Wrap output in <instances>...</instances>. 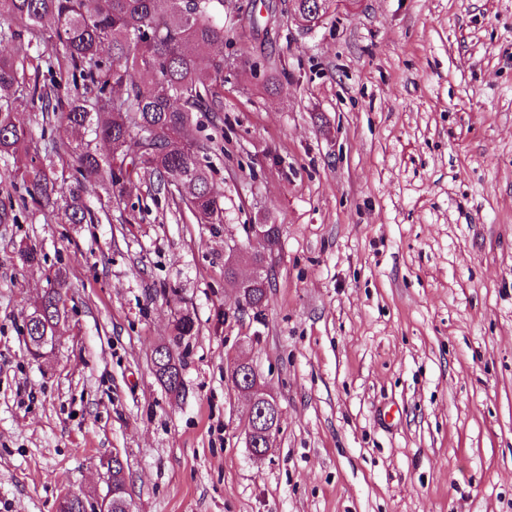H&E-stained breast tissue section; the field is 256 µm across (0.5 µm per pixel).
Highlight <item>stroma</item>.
Instances as JSON below:
<instances>
[{
	"mask_svg": "<svg viewBox=\"0 0 512 512\" xmlns=\"http://www.w3.org/2000/svg\"><path fill=\"white\" fill-rule=\"evenodd\" d=\"M224 30V109L193 115L222 223L136 180L118 204L93 183L101 221L69 224L17 206L0 163V512L96 503L115 455L131 512H512V0H342L312 27L224 0ZM263 221L282 237L258 313L224 270L235 247L249 276ZM239 360L280 408L262 459ZM57 287L49 288L42 296L39 304L33 307L26 323L27 336L51 335L53 328L58 324V304L62 301L61 289L64 288L62 272H58L55 280ZM39 313V314H38ZM37 315V316H35ZM35 316V317H30ZM168 352L167 360L165 363H161L158 358V354L155 357V371L158 381L169 393H178L181 387V372L180 365L176 364L173 357L171 356L168 348L163 347ZM180 388V389H179ZM176 391V392H174ZM231 383L237 391L242 390L245 385L253 386V389L259 390L260 400H265L272 404L274 403V400L279 407L277 400L263 388L258 374L248 363L240 361L236 363L231 374ZM268 402L265 404H252L248 407L246 413L245 441L252 455L256 457H265L271 450V448H265L264 450L255 451L253 444V434L257 426L270 419Z\"/></svg>",
	"mask_w": 512,
	"mask_h": 512,
	"instance_id": "35a3bbf8",
	"label": "stroma"
}]
</instances>
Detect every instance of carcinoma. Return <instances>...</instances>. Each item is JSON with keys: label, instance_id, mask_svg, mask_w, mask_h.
Masks as SVG:
<instances>
[{"label": "carcinoma", "instance_id": "carcinoma-1", "mask_svg": "<svg viewBox=\"0 0 512 512\" xmlns=\"http://www.w3.org/2000/svg\"><path fill=\"white\" fill-rule=\"evenodd\" d=\"M224 0H0V42L27 39L55 51L39 55L53 74L51 86L29 77L31 59L0 54V159L16 164L14 186L25 209H64L70 224L92 212L87 183L102 179L106 193L121 199L135 179H154L157 190L179 184L191 194L189 211L200 224L221 222L222 194L212 183L196 139L194 112H220L224 93ZM40 108L53 136L32 146L30 129L15 113ZM84 130L110 147L103 158L87 141L72 147L66 135ZM72 158L70 182H59L54 159ZM268 277L241 287L262 306ZM63 274L33 307L27 335L52 334L63 301ZM175 339L195 333L193 317L173 322ZM158 381L169 393L181 387L172 356L155 360ZM108 512H124L126 479L121 464L110 476Z\"/></svg>", "mask_w": 512, "mask_h": 512}]
</instances>
